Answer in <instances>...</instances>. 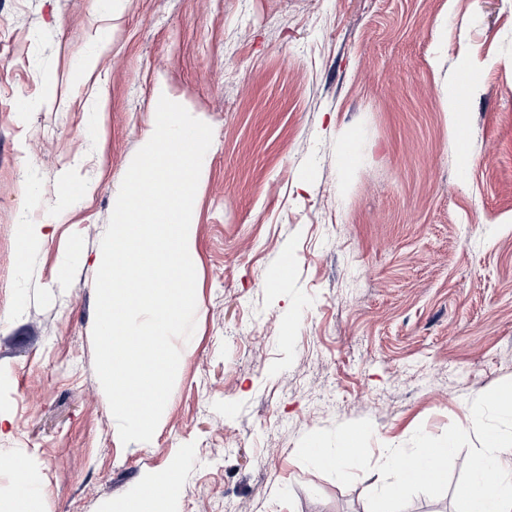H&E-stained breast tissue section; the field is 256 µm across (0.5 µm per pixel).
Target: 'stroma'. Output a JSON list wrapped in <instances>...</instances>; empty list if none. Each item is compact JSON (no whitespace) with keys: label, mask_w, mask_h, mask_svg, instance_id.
I'll list each match as a JSON object with an SVG mask.
<instances>
[{"label":"stroma","mask_w":512,"mask_h":512,"mask_svg":"<svg viewBox=\"0 0 512 512\" xmlns=\"http://www.w3.org/2000/svg\"><path fill=\"white\" fill-rule=\"evenodd\" d=\"M160 84L213 129L196 328L125 445L95 261ZM510 379L512 0H0V512L17 460L34 512H119L171 468V512H365L379 473L306 467L304 434L370 419L376 464Z\"/></svg>","instance_id":"1"}]
</instances>
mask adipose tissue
I'll return each instance as SVG.
<instances>
[{
	"mask_svg": "<svg viewBox=\"0 0 512 512\" xmlns=\"http://www.w3.org/2000/svg\"><path fill=\"white\" fill-rule=\"evenodd\" d=\"M487 446L468 481L472 491L463 497L465 512H512V436L488 432ZM179 482L175 470L146 479L121 512H166Z\"/></svg>",
	"mask_w": 512,
	"mask_h": 512,
	"instance_id": "obj_1",
	"label": "adipose tissue"
}]
</instances>
